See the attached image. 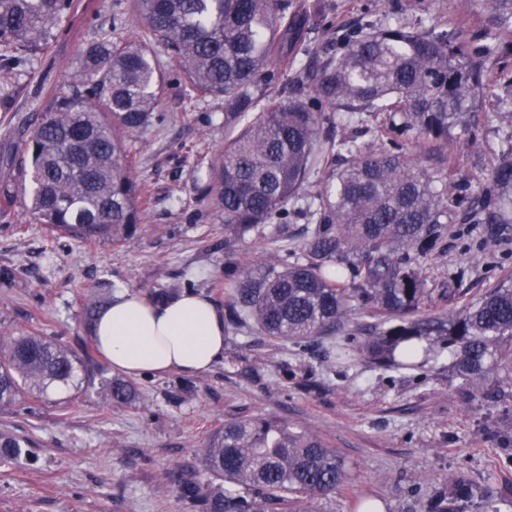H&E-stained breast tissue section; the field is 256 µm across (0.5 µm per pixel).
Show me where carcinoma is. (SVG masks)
Masks as SVG:
<instances>
[{
  "label": "carcinoma",
  "instance_id": "carcinoma-1",
  "mask_svg": "<svg viewBox=\"0 0 512 512\" xmlns=\"http://www.w3.org/2000/svg\"><path fill=\"white\" fill-rule=\"evenodd\" d=\"M480 23L429 28L401 21L333 25L297 0H127L109 26L79 45L76 73L36 86L34 113L14 152L0 156V218L25 204L50 238L119 245L135 231L149 198L137 169L138 138L165 120L163 86L182 87L187 105L224 99V151L196 162L205 171L198 214H212L236 239L264 224L305 221L301 254L274 257L248 272L224 263L228 325L308 344L336 329L359 305L365 321L334 358L363 355L385 369L409 368L417 344L446 348L466 385L512 364V284L500 282L458 309L459 272L441 289L448 311L419 312L429 293L420 265L443 250L442 224H512V0H466ZM78 13L76 0H0V84L7 89L28 55L45 51ZM323 26V40L309 31ZM260 117L240 121L254 107ZM345 129L335 135L336 115ZM384 118L396 137L361 140ZM504 133L489 183L478 191L427 176L402 152L415 136L428 154L452 155L453 130L478 118ZM341 165L319 176L316 159ZM320 179L323 187L305 196ZM87 323L108 304L101 288L80 293ZM90 355L78 357L43 336H0V407L84 391L103 379ZM113 402L134 387L109 380ZM26 435L0 433V463L26 456ZM220 483L193 475L178 493L200 512H316L314 499L349 481L345 460L311 431L284 421L235 417L202 449ZM229 483L237 487L231 492ZM493 490L465 474L425 512H458Z\"/></svg>",
  "mask_w": 512,
  "mask_h": 512
}]
</instances>
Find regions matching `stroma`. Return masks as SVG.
Returning a JSON list of instances; mask_svg holds the SVG:
<instances>
[{
    "label": "stroma",
    "instance_id": "35a3bbf8",
    "mask_svg": "<svg viewBox=\"0 0 512 512\" xmlns=\"http://www.w3.org/2000/svg\"><path fill=\"white\" fill-rule=\"evenodd\" d=\"M310 13L380 25L402 20L427 27L453 0H304ZM86 24L71 26L45 52L32 55L13 78V104L0 107V150L17 139L33 95L31 75L55 83L73 75ZM168 119L140 137L137 170L152 204L135 234L119 245L85 246L50 240L23 205L0 222V266L16 269L13 287L0 288V336L31 332L76 352L91 348L79 288L106 282L146 292L192 280L195 292L225 304L224 259L257 262L300 249L302 220L268 225L225 243L224 224L197 217L196 152L224 148V102L187 106L180 88L163 95ZM497 133L480 127L477 143L461 136L453 160L405 151L425 173L472 189L486 185ZM445 249L427 260V287L440 288L457 271L468 297L512 277V224H447ZM343 333L302 350L256 329L227 328L224 357L210 372L187 377H131L128 405L109 392L77 395L63 409L52 402L0 408V431L20 428L35 440L28 458L0 465V512H197L177 491L179 475L211 476L201 451L226 419L277 417L325 438L344 458L349 484L319 497L317 512H359L378 500L384 512H423L450 473L464 471L491 487L496 512H512V374L493 372L472 390L453 375L448 350L415 367L386 370L364 357L341 367L325 357Z\"/></svg>",
    "mask_w": 512,
    "mask_h": 512
}]
</instances>
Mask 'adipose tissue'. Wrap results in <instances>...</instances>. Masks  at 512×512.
Segmentation results:
<instances>
[{"mask_svg": "<svg viewBox=\"0 0 512 512\" xmlns=\"http://www.w3.org/2000/svg\"><path fill=\"white\" fill-rule=\"evenodd\" d=\"M92 342L113 370L126 375L197 376L224 355V314L201 294L157 304L126 290L96 318Z\"/></svg>", "mask_w": 512, "mask_h": 512, "instance_id": "adipose-tissue-1", "label": "adipose tissue"}]
</instances>
